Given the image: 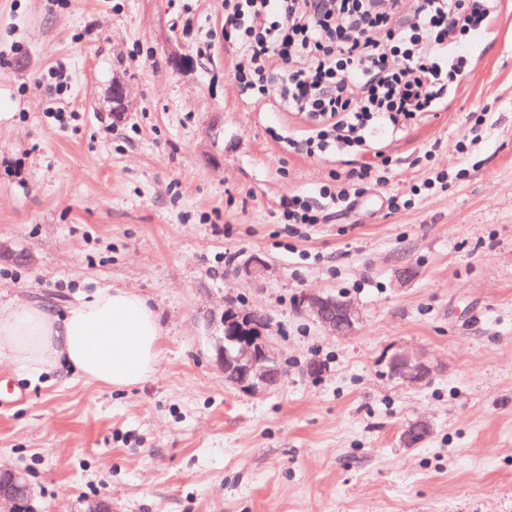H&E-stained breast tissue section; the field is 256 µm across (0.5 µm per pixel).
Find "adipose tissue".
Masks as SVG:
<instances>
[{
  "label": "adipose tissue",
  "instance_id": "adipose-tissue-1",
  "mask_svg": "<svg viewBox=\"0 0 512 512\" xmlns=\"http://www.w3.org/2000/svg\"><path fill=\"white\" fill-rule=\"evenodd\" d=\"M161 329L140 295L100 290L63 313L21 306L0 315V356L26 374L65 368L115 390L148 380L159 362Z\"/></svg>",
  "mask_w": 512,
  "mask_h": 512
}]
</instances>
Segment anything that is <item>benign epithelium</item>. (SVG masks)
<instances>
[{
  "instance_id": "7a95c632",
  "label": "benign epithelium",
  "mask_w": 512,
  "mask_h": 512,
  "mask_svg": "<svg viewBox=\"0 0 512 512\" xmlns=\"http://www.w3.org/2000/svg\"><path fill=\"white\" fill-rule=\"evenodd\" d=\"M128 90L124 82H112V111L126 110ZM267 266L253 257L241 267L246 278L263 275ZM300 306L334 335L354 329L359 320L357 310L348 302L338 301L332 295L305 293ZM214 336L217 362L224 378L244 392H256L277 384L281 367L264 335L268 318L255 313L224 311L210 321ZM32 489L23 473L0 468V512H31Z\"/></svg>"
}]
</instances>
